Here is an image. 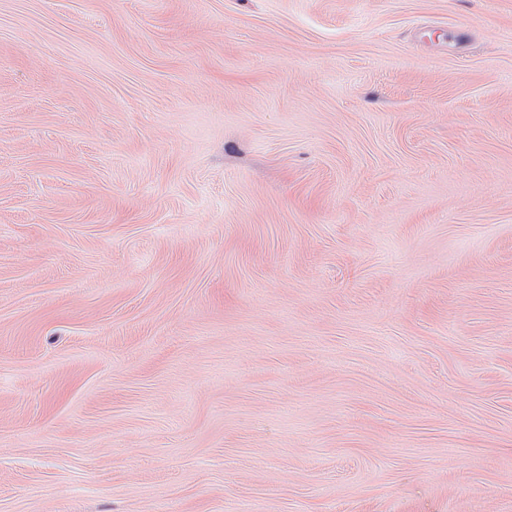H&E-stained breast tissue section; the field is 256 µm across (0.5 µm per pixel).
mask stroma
<instances>
[{"mask_svg":"<svg viewBox=\"0 0 512 512\" xmlns=\"http://www.w3.org/2000/svg\"><path fill=\"white\" fill-rule=\"evenodd\" d=\"M512 512V0H0V512Z\"/></svg>","mask_w":512,"mask_h":512,"instance_id":"obj_1","label":"stroma"}]
</instances>
